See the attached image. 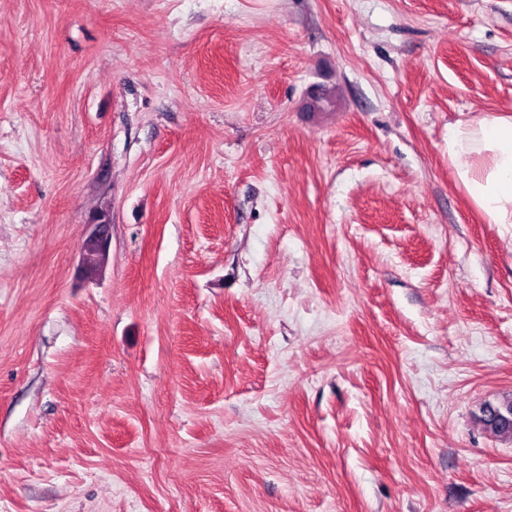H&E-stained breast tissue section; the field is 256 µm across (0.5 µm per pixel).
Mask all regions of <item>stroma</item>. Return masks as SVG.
Instances as JSON below:
<instances>
[{
  "instance_id": "1",
  "label": "stroma",
  "mask_w": 512,
  "mask_h": 512,
  "mask_svg": "<svg viewBox=\"0 0 512 512\" xmlns=\"http://www.w3.org/2000/svg\"><path fill=\"white\" fill-rule=\"evenodd\" d=\"M482 113L512 0H0V512H512ZM448 162L487 223L512 227V115L449 125ZM87 227L88 236L86 241L101 252L105 264L112 244V224L109 221L97 220L89 223ZM510 401L502 403L499 406H486L482 411L483 415L481 420L483 424L494 433L512 439V425L510 422V415H512V401ZM495 410L506 413L508 419H499L496 417Z\"/></svg>"
}]
</instances>
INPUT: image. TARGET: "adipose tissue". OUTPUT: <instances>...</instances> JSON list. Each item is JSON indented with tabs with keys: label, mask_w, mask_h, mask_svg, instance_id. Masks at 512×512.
<instances>
[{
	"label": "adipose tissue",
	"mask_w": 512,
	"mask_h": 512,
	"mask_svg": "<svg viewBox=\"0 0 512 512\" xmlns=\"http://www.w3.org/2000/svg\"><path fill=\"white\" fill-rule=\"evenodd\" d=\"M448 161L487 223L512 225V115L449 125Z\"/></svg>",
	"instance_id": "1"
}]
</instances>
